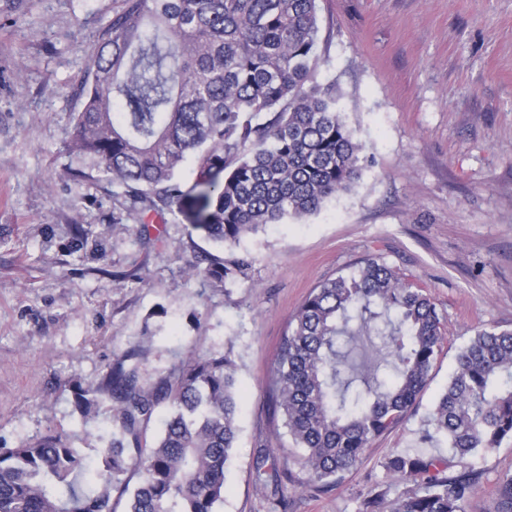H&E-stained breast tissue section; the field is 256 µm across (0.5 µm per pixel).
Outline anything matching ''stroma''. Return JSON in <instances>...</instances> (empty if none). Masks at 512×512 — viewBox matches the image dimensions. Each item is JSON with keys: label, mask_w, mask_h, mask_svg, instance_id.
<instances>
[{"label": "stroma", "mask_w": 512, "mask_h": 512, "mask_svg": "<svg viewBox=\"0 0 512 512\" xmlns=\"http://www.w3.org/2000/svg\"><path fill=\"white\" fill-rule=\"evenodd\" d=\"M113 7L0 0V448L62 430L96 460L111 411L82 419L72 383L97 384L133 347L148 378L188 351L228 349L239 435L219 512H271L278 494L288 512H358L395 450L463 469L425 431L470 337L512 329V0H319L318 79L339 86L369 161L318 213L243 239L251 285L225 290L185 274L212 243L173 215L138 224L93 161L69 148L73 91ZM79 225L93 237L78 239ZM371 257L430 292L444 341L415 404L321 492L296 482L297 450L268 377L304 297ZM262 449L291 481L256 487ZM475 465L481 485L464 512H494L512 439Z\"/></svg>", "instance_id": "1"}]
</instances>
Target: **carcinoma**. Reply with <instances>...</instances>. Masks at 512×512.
<instances>
[{
  "label": "carcinoma",
  "mask_w": 512,
  "mask_h": 512,
  "mask_svg": "<svg viewBox=\"0 0 512 512\" xmlns=\"http://www.w3.org/2000/svg\"><path fill=\"white\" fill-rule=\"evenodd\" d=\"M117 2L75 92L70 149L123 190L140 223L177 215L231 250L354 189L368 157L336 84L317 80L318 0ZM191 157L188 183L177 173ZM204 261L186 272L211 288L250 280L246 256ZM442 341L431 297L379 259L313 288L269 378L299 450L298 483L324 491L356 468L428 385ZM73 394L85 420L110 403L112 439L97 466L55 432L0 448V512H115L126 495L125 512H218L238 434L230 352L189 353L150 380L125 353ZM430 425L461 459L512 438L511 329L479 330L458 352ZM383 468L411 488L392 501L377 491L359 512H463L479 490L473 464L450 473L444 458L394 452ZM283 477L272 451L256 456L255 485ZM495 512H512V474L496 483Z\"/></svg>",
  "instance_id": "obj_1"
}]
</instances>
